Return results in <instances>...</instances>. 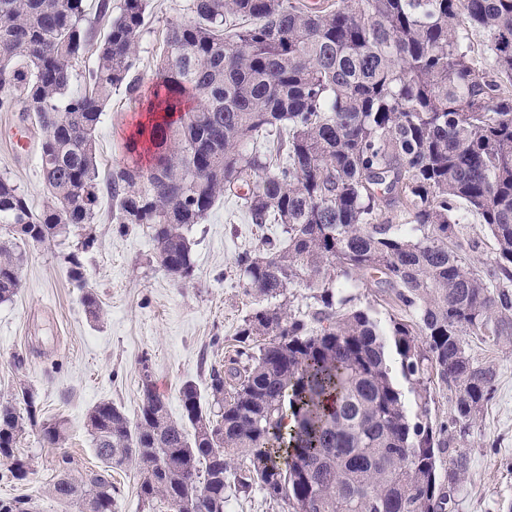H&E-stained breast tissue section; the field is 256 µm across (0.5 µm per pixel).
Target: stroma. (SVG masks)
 Here are the masks:
<instances>
[{
    "instance_id": "stroma-1",
    "label": "stroma",
    "mask_w": 512,
    "mask_h": 512,
    "mask_svg": "<svg viewBox=\"0 0 512 512\" xmlns=\"http://www.w3.org/2000/svg\"><path fill=\"white\" fill-rule=\"evenodd\" d=\"M187 4L188 0H148V22L134 69L143 84L152 81L167 22L189 20ZM133 115L125 93H113L98 129L100 173L124 160ZM20 122L19 113L0 112V174L10 177L41 210L52 203L35 151L42 133L30 129L31 151L15 156L8 135ZM95 228L96 244L81 255L86 286L72 282L67 274V255L77 250L80 240L74 233L65 244L50 242L30 249L19 293L0 303V393L30 385L43 417L62 420L66 428V442L59 449L44 446L37 432L27 431L20 451L32 457L33 474L21 484L0 478V498L31 497L39 512H64L46 493L61 453L73 456L84 469L98 468L100 461L86 430L92 406L108 400L121 406L129 420H136L142 365H149L172 418L180 419L182 384L190 380L205 388L211 367L224 365L239 349L237 333L246 317L263 306L239 286L238 255L258 249L264 239L282 236L281 225L250 223L235 197H223L188 231L195 276L184 284L174 281L156 261L147 225L122 229L115 224L109 199L101 201ZM456 241L468 266L481 267L494 256L491 232L476 217L457 225ZM89 289L101 307L96 320L82 304ZM465 342L471 357L492 364L497 377L490 401L463 431L450 425L453 389L439 382L429 386L424 409L433 426L448 425L452 446L470 459L446 512H512V340L496 344L469 336ZM17 354L24 356L23 366H15Z\"/></svg>"
}]
</instances>
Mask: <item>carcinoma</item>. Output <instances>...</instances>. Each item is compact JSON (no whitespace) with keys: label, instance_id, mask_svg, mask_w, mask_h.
Returning a JSON list of instances; mask_svg holds the SVG:
<instances>
[{"label":"carcinoma","instance_id":"cac0c4a2","mask_svg":"<svg viewBox=\"0 0 512 512\" xmlns=\"http://www.w3.org/2000/svg\"><path fill=\"white\" fill-rule=\"evenodd\" d=\"M146 0H98L110 17L84 83L75 67L90 45L87 0H0V56L9 91L0 111L22 106L43 133L38 164L51 207L36 211L0 176V302L17 295L27 249L71 228L94 247L108 195L120 228L149 224L160 266L193 278L186 235L224 195L253 224H281L285 238L237 259L248 295L266 300L302 283L317 290L304 317L283 300L244 320L238 335L268 336L209 372L208 406L196 384L180 391L173 419L152 378H140L130 421L102 401L86 417L98 470L70 455L47 494L76 512H114L112 470L139 474L138 496L170 512H224V457L249 460L236 479L289 512H444L469 468L466 453L438 457L447 428L428 418L427 384L455 388L453 421L468 428L493 393L496 370L474 361L465 336L512 337V0H189L190 22L171 20L149 94L132 74ZM493 56L483 68L466 31ZM124 89L139 116L123 163L100 178L97 130L112 93ZM276 138L275 151L258 142ZM487 225L497 252L466 266L453 242L461 206ZM400 208L404 223L385 210ZM72 280L87 273L68 255ZM370 278L410 320L383 323L345 308L341 293ZM414 385L410 418L388 350ZM247 364L240 365L239 357ZM34 390L0 396V476L21 483L31 458L27 428L43 444L65 440ZM194 429L193 439L185 424ZM27 496L0 512H35Z\"/></svg>","mask_w":512,"mask_h":512}]
</instances>
